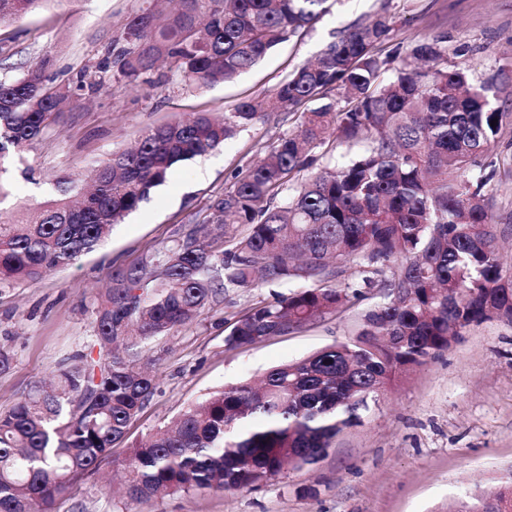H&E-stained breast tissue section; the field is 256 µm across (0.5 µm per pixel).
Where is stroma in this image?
<instances>
[{
    "mask_svg": "<svg viewBox=\"0 0 512 512\" xmlns=\"http://www.w3.org/2000/svg\"><path fill=\"white\" fill-rule=\"evenodd\" d=\"M385 3L396 20L391 49L403 54L411 43L441 35L449 61L466 67L475 80L498 83L502 72L512 70V0H338L311 28L232 82L191 87L183 73L160 62L137 81L73 96L38 141L0 160V216H20L49 199L60 177L85 178L100 161L133 146L147 128L264 99L341 31ZM148 6V0H51L0 25V81L18 78L46 58L51 85L75 83L84 67L110 47L123 46L130 17ZM300 121L297 107L264 113L205 157L175 166L95 251L38 283L1 286L0 346L14 361L0 374V412L90 342L112 269L140 262L176 231L210 223L213 201L238 172L279 136L296 132ZM481 164L495 173L484 189L495 215L512 214V127ZM288 291L284 285L276 292L227 293L198 321L152 341L147 354L156 361L157 389L130 426V439L170 422L221 386L346 340L360 312L378 301L371 295L288 335L225 347L230 321ZM111 477V466H104L60 501L56 512H454L470 492L512 479V325L468 327L447 350L381 394L317 464L287 470L256 489L137 503L125 499Z\"/></svg>",
    "mask_w": 512,
    "mask_h": 512,
    "instance_id": "35a3bbf8",
    "label": "stroma"
}]
</instances>
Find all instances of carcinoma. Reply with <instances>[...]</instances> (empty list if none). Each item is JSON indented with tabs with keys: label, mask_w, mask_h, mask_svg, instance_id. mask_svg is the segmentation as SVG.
Segmentation results:
<instances>
[{
	"label": "carcinoma",
	"mask_w": 512,
	"mask_h": 512,
	"mask_svg": "<svg viewBox=\"0 0 512 512\" xmlns=\"http://www.w3.org/2000/svg\"><path fill=\"white\" fill-rule=\"evenodd\" d=\"M47 2L0 0V24ZM179 2L162 23L152 10L131 17L126 45L108 51L93 79L80 72L76 89H101L114 67L136 80L163 56L193 86L231 81L318 20L329 0ZM394 32L384 4L291 72L267 111L322 100L334 89L345 106L327 102L302 113L301 130L279 137L214 201L213 223L112 271L85 350L62 362L50 386L36 383L0 413V512H56L103 464L124 473L123 494L137 502L252 490L287 465L319 462L382 389L466 328L512 324V267L503 265L484 194L494 172L477 168L512 113L499 86L477 84L448 64L442 35L412 44L381 82ZM48 66L45 59L20 79L0 81V157L40 138L71 97L70 89L48 85ZM257 119V105L243 100L220 119L201 113L149 128L136 149L91 170V188L76 203L74 181L60 178L53 198L0 221V284L36 283L94 251L175 165ZM330 129L374 146L315 173L283 204L258 208L312 166V151ZM349 267L360 280L346 275ZM292 282L308 287L236 317L225 347L262 343L334 315L365 288L381 301L348 340L276 365L256 383L215 390L124 457H110L156 389L155 371L140 365L142 344L192 323L230 291ZM456 512H512V486L485 490Z\"/></svg>",
	"instance_id": "1"
}]
</instances>
